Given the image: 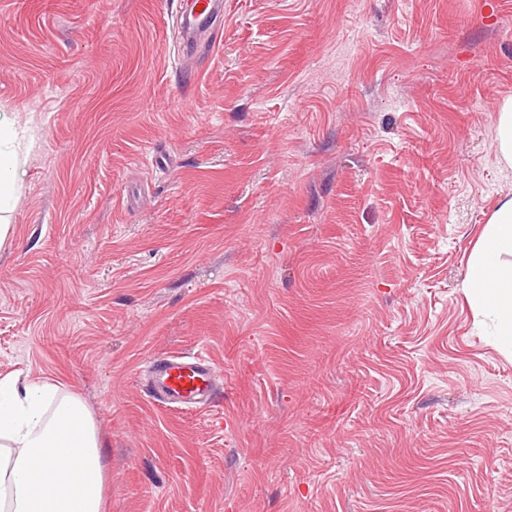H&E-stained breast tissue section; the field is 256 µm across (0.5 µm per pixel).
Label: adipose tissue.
Segmentation results:
<instances>
[{"mask_svg": "<svg viewBox=\"0 0 512 512\" xmlns=\"http://www.w3.org/2000/svg\"><path fill=\"white\" fill-rule=\"evenodd\" d=\"M14 122L0 118V212L18 192ZM471 309L512 354V198L490 215L465 280ZM102 443L79 397L17 375L0 378V512H103Z\"/></svg>", "mask_w": 512, "mask_h": 512, "instance_id": "adipose-tissue-1", "label": "adipose tissue"}]
</instances>
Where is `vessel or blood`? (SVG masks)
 <instances>
[{
	"label": "vessel or blood",
	"mask_w": 512,
	"mask_h": 512,
	"mask_svg": "<svg viewBox=\"0 0 512 512\" xmlns=\"http://www.w3.org/2000/svg\"><path fill=\"white\" fill-rule=\"evenodd\" d=\"M197 11L182 16L187 38L210 27L224 14L222 0H196ZM146 395L155 405L182 412L211 407L220 388V372L202 352H178L151 359L145 370Z\"/></svg>",
	"instance_id": "obj_1"
}]
</instances>
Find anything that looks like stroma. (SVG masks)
<instances>
[{
  "instance_id": "stroma-1",
  "label": "stroma",
  "mask_w": 512,
  "mask_h": 512,
  "mask_svg": "<svg viewBox=\"0 0 512 512\" xmlns=\"http://www.w3.org/2000/svg\"><path fill=\"white\" fill-rule=\"evenodd\" d=\"M183 3L0 0V378L80 397L105 512H512V359L462 292L512 0H224L188 54ZM197 349L221 405L152 404ZM16 137L14 122L0 118V212L9 210L18 192L20 156L11 148Z\"/></svg>"
}]
</instances>
